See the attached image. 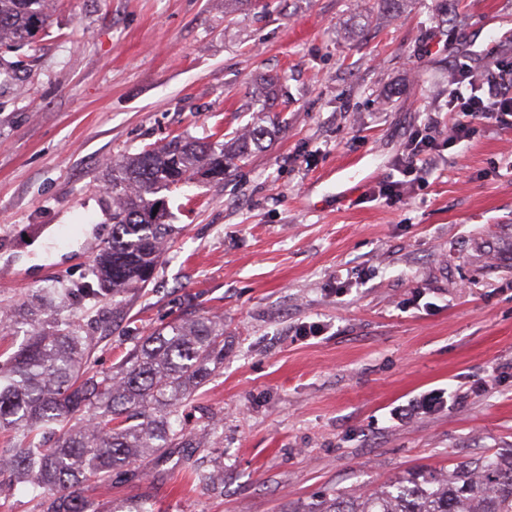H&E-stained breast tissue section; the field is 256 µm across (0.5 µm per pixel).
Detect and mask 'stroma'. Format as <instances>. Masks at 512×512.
<instances>
[{
	"instance_id": "35a3bbf8",
	"label": "stroma",
	"mask_w": 512,
	"mask_h": 512,
	"mask_svg": "<svg viewBox=\"0 0 512 512\" xmlns=\"http://www.w3.org/2000/svg\"><path fill=\"white\" fill-rule=\"evenodd\" d=\"M493 30L512 63V0H53L39 42L5 53L0 312L94 282L107 163L277 128L223 182L166 194L178 233L120 308L64 301L102 370L168 322L224 321V364L181 416L205 444L131 465L95 491L104 512H299L420 467L512 461V126L371 197L412 133L458 120L454 68L483 69ZM357 158L375 177L339 193Z\"/></svg>"
}]
</instances>
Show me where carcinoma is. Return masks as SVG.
<instances>
[{
    "mask_svg": "<svg viewBox=\"0 0 512 512\" xmlns=\"http://www.w3.org/2000/svg\"><path fill=\"white\" fill-rule=\"evenodd\" d=\"M51 0H0V49L25 46L45 31ZM269 131L252 128L226 142L174 135L163 145L112 163V238L97 261L98 282L84 289L112 305L153 278L174 227L163 191L210 174L226 177L262 146ZM59 293L41 295L46 321L27 308L5 313L27 325V343L0 361V431L23 438L0 451V476L50 489L43 512H97L90 491L112 484L126 467L169 448H197L179 415L194 391L224 364V321L205 315L138 337L118 367L89 361L90 337L60 312ZM307 512H512V464L486 457L456 469L408 472L368 492H340Z\"/></svg>",
    "mask_w": 512,
    "mask_h": 512,
    "instance_id": "carcinoma-1",
    "label": "carcinoma"
}]
</instances>
